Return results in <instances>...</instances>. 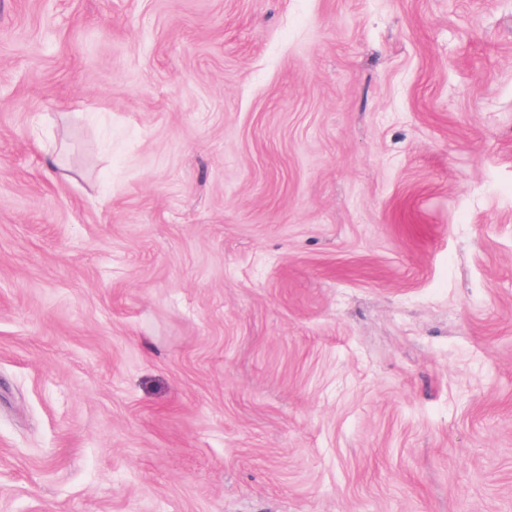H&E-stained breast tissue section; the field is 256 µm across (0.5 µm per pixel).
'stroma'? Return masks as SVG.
Masks as SVG:
<instances>
[{
	"instance_id": "1",
	"label": "stroma",
	"mask_w": 512,
	"mask_h": 512,
	"mask_svg": "<svg viewBox=\"0 0 512 512\" xmlns=\"http://www.w3.org/2000/svg\"><path fill=\"white\" fill-rule=\"evenodd\" d=\"M0 512H512V0H0Z\"/></svg>"
}]
</instances>
